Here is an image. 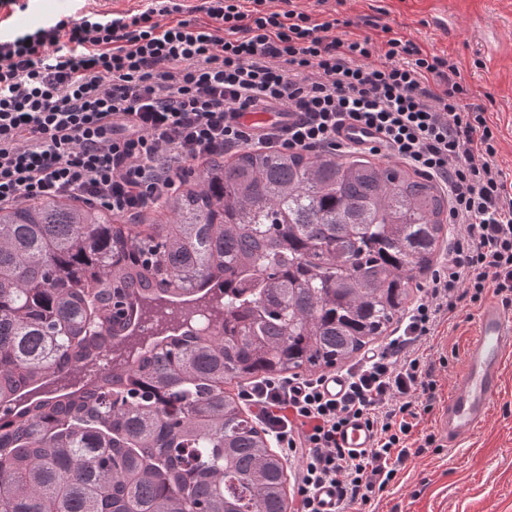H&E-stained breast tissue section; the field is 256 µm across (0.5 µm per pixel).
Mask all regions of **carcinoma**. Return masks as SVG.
Listing matches in <instances>:
<instances>
[{
    "label": "carcinoma",
    "instance_id": "carcinoma-1",
    "mask_svg": "<svg viewBox=\"0 0 512 512\" xmlns=\"http://www.w3.org/2000/svg\"><path fill=\"white\" fill-rule=\"evenodd\" d=\"M199 181L143 231L56 199L0 217V512H287L283 458L224 380L351 359L446 231L433 180L361 155L250 149Z\"/></svg>",
    "mask_w": 512,
    "mask_h": 512
}]
</instances>
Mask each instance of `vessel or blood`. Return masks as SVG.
<instances>
[{
    "label": "vessel or blood",
    "mask_w": 512,
    "mask_h": 512,
    "mask_svg": "<svg viewBox=\"0 0 512 512\" xmlns=\"http://www.w3.org/2000/svg\"><path fill=\"white\" fill-rule=\"evenodd\" d=\"M292 116L278 106H262L241 113L240 122L256 129L287 124ZM343 141L358 148L373 144L374 130L358 125L341 129ZM512 357V314L497 301L487 302L479 312L476 334L465 353L458 387L437 411L436 426L449 447H457L485 422L501 387L505 363ZM342 447L360 452L372 448L374 434L363 421L350 420L339 439Z\"/></svg>",
    "instance_id": "b4317fda"
}]
</instances>
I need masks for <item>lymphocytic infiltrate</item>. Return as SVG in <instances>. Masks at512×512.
I'll use <instances>...</instances> for the list:
<instances>
[{
    "label": "lymphocytic infiltrate",
    "mask_w": 512,
    "mask_h": 512,
    "mask_svg": "<svg viewBox=\"0 0 512 512\" xmlns=\"http://www.w3.org/2000/svg\"><path fill=\"white\" fill-rule=\"evenodd\" d=\"M202 0L205 20L180 0H148L119 17L98 11L0 35V205L59 198L137 217L159 205L187 165L243 147L344 151L347 123L377 133V152L438 180L456 228L452 263L433 278L401 336L347 370L342 399L321 378L263 379L241 397L286 454H300L299 512L335 486L365 504L409 456L407 440L433 396L432 368L413 351L463 298L493 290L512 305V186L496 162L485 111L466 102L458 68L390 39L336 36L293 0ZM261 104L293 112L263 132L239 113ZM374 430V448L339 443L349 418Z\"/></svg>",
    "instance_id": "f902f5d3"
}]
</instances>
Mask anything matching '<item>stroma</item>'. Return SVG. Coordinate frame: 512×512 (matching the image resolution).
Wrapping results in <instances>:
<instances>
[{
	"instance_id": "35a3bbf8",
	"label": "stroma",
	"mask_w": 512,
	"mask_h": 512,
	"mask_svg": "<svg viewBox=\"0 0 512 512\" xmlns=\"http://www.w3.org/2000/svg\"><path fill=\"white\" fill-rule=\"evenodd\" d=\"M93 0H31L10 20L34 29L45 19L79 21ZM448 12L452 32L432 24L436 6ZM298 9L348 24V36L383 47L391 38L452 59L468 89L469 104L486 110L497 133V161L512 179V0H297ZM483 302L462 301L422 347L436 381L435 404L458 384L467 346ZM434 413L423 414L413 438L434 435L430 447L410 456L396 478L354 512H512V364L487 421L458 447L436 435Z\"/></svg>"
}]
</instances>
